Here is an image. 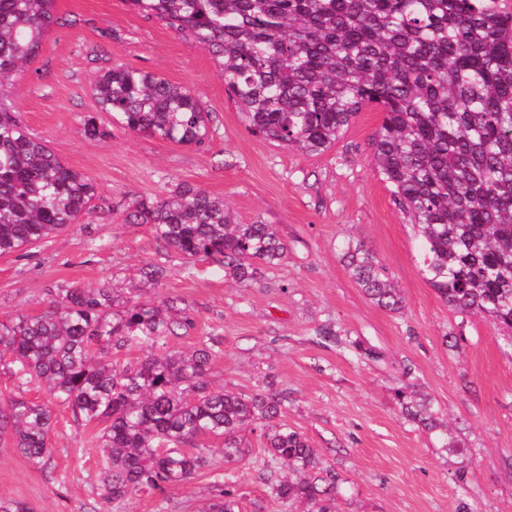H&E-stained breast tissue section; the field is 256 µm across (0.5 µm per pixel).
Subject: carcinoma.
I'll use <instances>...</instances> for the list:
<instances>
[{
	"instance_id": "1",
	"label": "carcinoma",
	"mask_w": 512,
	"mask_h": 512,
	"mask_svg": "<svg viewBox=\"0 0 512 512\" xmlns=\"http://www.w3.org/2000/svg\"><path fill=\"white\" fill-rule=\"evenodd\" d=\"M208 50L249 130L306 154L327 151L358 112H381L374 166L420 241L421 272L462 315L484 314L512 330V0H128ZM63 25L56 0H0V256L54 237L96 196L93 181L64 165L23 125L3 80L38 56ZM101 111L123 129L182 145L210 137L208 113L183 86L114 65L94 85ZM84 134L111 135L94 116ZM127 219L150 224L158 245L211 258L250 285L257 264L273 267L288 247L260 219L238 224L224 199L179 184L167 197L135 200ZM355 282L377 306L398 311L399 289L378 260L350 250ZM113 290L67 285L46 308L0 322V366L18 380L0 399V447L41 470L52 458L55 407L100 426L101 498L120 504L188 481L208 463L206 440H224V461L246 454L241 433L260 431L270 461L258 477L268 496L303 512H336L338 476L303 434L280 419L286 391L273 383L248 395L210 380L213 342L148 353L191 326L175 298L114 309ZM44 387L46 402L25 396ZM406 416L443 427L431 402L398 393ZM164 449H159V446ZM204 512H241L224 484Z\"/></svg>"
}]
</instances>
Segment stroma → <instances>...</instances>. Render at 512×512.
<instances>
[{"label": "stroma", "instance_id": "35a3bbf8", "mask_svg": "<svg viewBox=\"0 0 512 512\" xmlns=\"http://www.w3.org/2000/svg\"><path fill=\"white\" fill-rule=\"evenodd\" d=\"M57 9L68 26L53 28L39 56L5 85L20 119L93 180L97 197L78 224L0 256V320L43 311L54 289L71 283L112 286L131 300L178 298L194 326L168 348L213 337L214 387L247 394L271 381L287 389L284 421L342 478L336 512H458L463 504L512 512V347L490 318L456 313L423 279L419 241L372 163L379 113L363 109L330 149L303 154L252 135L212 56L164 22L125 0H57ZM116 64L188 86L209 114V141L183 146L115 126L92 86ZM92 113L110 137L84 135ZM180 183L223 197L238 223L275 225L286 260L245 286L225 279L214 260L163 250L150 225L126 223L131 202L162 199ZM350 245L372 254L401 288V310L365 297L343 259ZM149 264L166 269L158 285L143 275ZM325 325L379 359L317 343ZM400 389L430 399L447 437L403 415ZM241 440L240 461L225 463L222 441L210 440L212 463L189 482L116 507L98 489L104 450L94 429L62 411L49 469L0 448V494L33 512H200L221 479L242 512H280L258 478V432Z\"/></svg>", "mask_w": 512, "mask_h": 512}]
</instances>
